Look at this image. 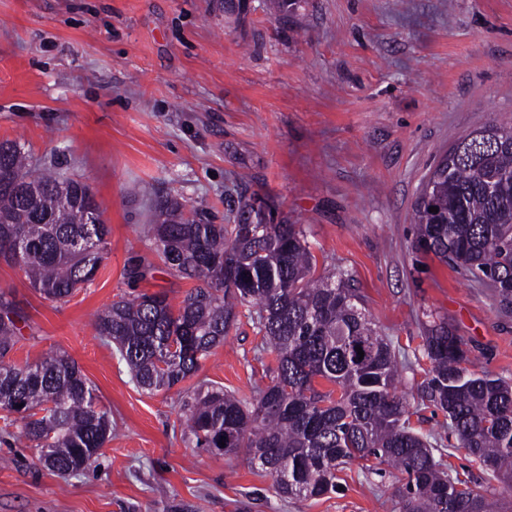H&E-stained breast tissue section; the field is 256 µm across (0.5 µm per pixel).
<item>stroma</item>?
<instances>
[{
  "label": "stroma",
  "instance_id": "1",
  "mask_svg": "<svg viewBox=\"0 0 512 512\" xmlns=\"http://www.w3.org/2000/svg\"><path fill=\"white\" fill-rule=\"evenodd\" d=\"M0 0V140L79 176L111 233L94 280L61 302L0 262V290L27 317L11 354L61 351L112 415L89 469L47 470L0 431V512H399L387 465L354 464L341 489L279 497L265 471L183 437L199 384L255 401L273 354L247 308L198 372L167 391L137 387L95 317L119 297L167 294L174 277L143 232L177 198L216 224L261 198L263 215L303 225L315 275H348L402 363L411 424L442 437L436 459L487 487L512 488L456 449L445 414L421 401L428 325L447 321L471 369L512 382V312L486 283L412 247L411 215L436 161L471 133L512 120V0ZM151 263L132 283L127 266Z\"/></svg>",
  "mask_w": 512,
  "mask_h": 512
}]
</instances>
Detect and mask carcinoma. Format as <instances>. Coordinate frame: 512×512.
<instances>
[{"label":"carcinoma","instance_id":"cac0c4a2","mask_svg":"<svg viewBox=\"0 0 512 512\" xmlns=\"http://www.w3.org/2000/svg\"><path fill=\"white\" fill-rule=\"evenodd\" d=\"M412 230L415 251L490 282L501 309L512 310V123L477 131L439 159ZM147 233L175 276L200 285L176 310L164 294H141L97 315V335L115 345L137 385L169 390L194 375L224 344L240 306L277 359L251 404L221 388L197 387L183 404L193 447L244 455L284 498L334 492L337 472L374 459L402 475L400 512H493L482 486L445 471L431 442L411 426L407 402L395 391V352L342 274L313 277L302 225L270 224L246 202L238 223L214 224L206 211L187 216L167 197L157 202ZM109 234L88 183L55 167L35 173L23 144L0 141V260L23 270L44 299L63 301L93 281ZM23 320L1 291L0 409L17 415L45 468L82 471L112 439V419L68 356L11 361ZM423 350L430 369L421 399L448 416L458 448L512 485V385L469 371L467 342L444 321L428 329ZM319 379L336 390H318Z\"/></svg>","mask_w":512,"mask_h":512}]
</instances>
